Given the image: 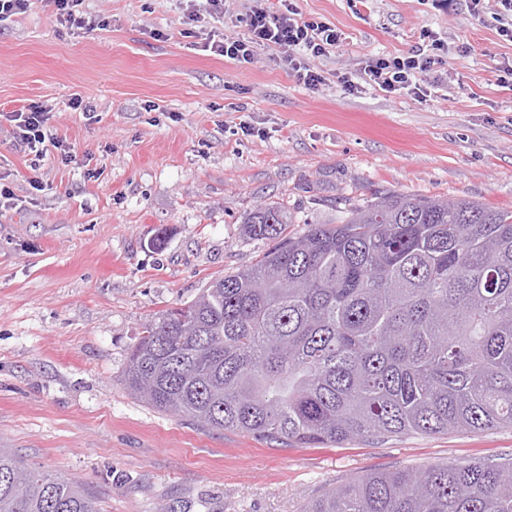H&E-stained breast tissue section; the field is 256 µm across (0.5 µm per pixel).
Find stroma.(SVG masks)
Masks as SVG:
<instances>
[{
	"label": "stroma",
	"instance_id": "stroma-1",
	"mask_svg": "<svg viewBox=\"0 0 512 512\" xmlns=\"http://www.w3.org/2000/svg\"><path fill=\"white\" fill-rule=\"evenodd\" d=\"M346 36L300 85L274 48L240 65L199 27L244 34L249 0L222 20L186 0H84L104 20L57 24L52 0L0 23V448L83 482L100 512H301L376 469L512 458V429L414 434L343 447H284L202 428L131 395L124 371L142 324L253 264L269 247L246 216L269 203L289 232L335 225L381 193L512 210V42L467 0H295ZM430 30L448 44L427 99L339 77L404 54ZM81 95L95 120L72 110ZM48 101L76 152L33 160L7 112Z\"/></svg>",
	"mask_w": 512,
	"mask_h": 512
}]
</instances>
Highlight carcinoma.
Listing matches in <instances>:
<instances>
[{
	"label": "carcinoma",
	"mask_w": 512,
	"mask_h": 512,
	"mask_svg": "<svg viewBox=\"0 0 512 512\" xmlns=\"http://www.w3.org/2000/svg\"><path fill=\"white\" fill-rule=\"evenodd\" d=\"M246 269L145 322L124 374L156 410L308 446L512 428V210L384 194L288 234ZM0 512H99L85 485L0 448ZM304 512H512V462L376 470Z\"/></svg>",
	"instance_id": "obj_1"
}]
</instances>
